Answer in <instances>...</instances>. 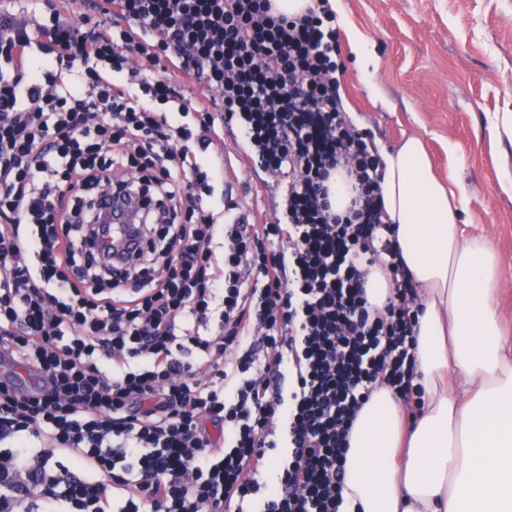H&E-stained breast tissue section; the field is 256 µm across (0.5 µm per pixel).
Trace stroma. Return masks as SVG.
<instances>
[{
    "instance_id": "1",
    "label": "stroma",
    "mask_w": 512,
    "mask_h": 512,
    "mask_svg": "<svg viewBox=\"0 0 512 512\" xmlns=\"http://www.w3.org/2000/svg\"><path fill=\"white\" fill-rule=\"evenodd\" d=\"M342 106L377 149L421 136L437 173L464 194L466 235L500 261L497 299L512 323V0H339ZM375 58L359 78L350 30Z\"/></svg>"
}]
</instances>
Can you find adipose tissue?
<instances>
[{
    "label": "adipose tissue",
    "mask_w": 512,
    "mask_h": 512,
    "mask_svg": "<svg viewBox=\"0 0 512 512\" xmlns=\"http://www.w3.org/2000/svg\"><path fill=\"white\" fill-rule=\"evenodd\" d=\"M384 220L423 312L416 329L421 409L387 388L350 434L351 512H512V337L495 307L497 252L464 238L465 200L435 173L423 140L381 151Z\"/></svg>",
    "instance_id": "1"
}]
</instances>
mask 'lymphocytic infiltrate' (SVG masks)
<instances>
[{
    "instance_id": "f902f5d3",
    "label": "lymphocytic infiltrate",
    "mask_w": 512,
    "mask_h": 512,
    "mask_svg": "<svg viewBox=\"0 0 512 512\" xmlns=\"http://www.w3.org/2000/svg\"><path fill=\"white\" fill-rule=\"evenodd\" d=\"M106 3L91 27L0 15V512H349L360 410L382 385L421 396V306L341 108L336 14ZM231 130L287 182L282 220L211 209L224 171L196 152ZM105 183L160 218L93 225L90 251ZM327 185L332 208L338 213L344 212L354 197L353 182L345 172L338 170L332 174ZM366 287L370 302L373 305L382 306L388 294V282L381 269L372 268Z\"/></svg>"
}]
</instances>
